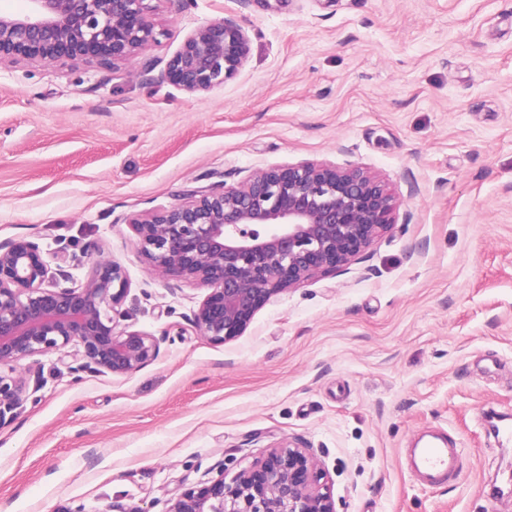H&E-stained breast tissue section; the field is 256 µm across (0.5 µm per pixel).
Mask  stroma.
Here are the masks:
<instances>
[{
	"instance_id": "1",
	"label": "stroma",
	"mask_w": 512,
	"mask_h": 512,
	"mask_svg": "<svg viewBox=\"0 0 512 512\" xmlns=\"http://www.w3.org/2000/svg\"><path fill=\"white\" fill-rule=\"evenodd\" d=\"M154 37L112 70L0 66V242L24 238L76 284L128 279L120 324L160 337L126 375L42 381L0 423L11 512H166L292 441L336 512H487L512 473V0H150ZM231 21L250 53L224 85L160 81L194 30ZM356 166L394 222L344 268L270 297L221 343L190 323L205 287L152 271L133 218L299 163ZM442 430L456 477L403 453Z\"/></svg>"
}]
</instances>
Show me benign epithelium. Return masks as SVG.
<instances>
[{
  "label": "benign epithelium",
  "instance_id": "1",
  "mask_svg": "<svg viewBox=\"0 0 512 512\" xmlns=\"http://www.w3.org/2000/svg\"><path fill=\"white\" fill-rule=\"evenodd\" d=\"M0 14V65L17 61L118 68L154 37L146 0H30ZM241 27L218 21L187 36L161 78L190 94L237 75L249 54ZM385 187L354 167H272L135 221L144 261L193 280L207 294L195 330L214 342L239 335L269 298L348 264L390 224ZM123 268L96 260L81 286L63 287L40 245L0 243V421L27 398V359L70 358L73 371L131 373L154 361L161 339L119 328ZM322 469L292 443L227 484L224 475L171 499L168 512H336Z\"/></svg>",
  "mask_w": 512,
  "mask_h": 512
}]
</instances>
